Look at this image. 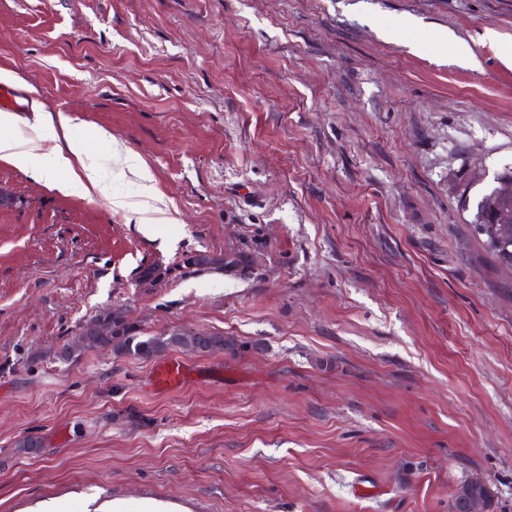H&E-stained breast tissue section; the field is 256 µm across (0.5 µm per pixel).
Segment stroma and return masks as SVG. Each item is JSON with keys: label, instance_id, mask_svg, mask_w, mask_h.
Wrapping results in <instances>:
<instances>
[{"label": "stroma", "instance_id": "1", "mask_svg": "<svg viewBox=\"0 0 512 512\" xmlns=\"http://www.w3.org/2000/svg\"><path fill=\"white\" fill-rule=\"evenodd\" d=\"M489 28L512 0H0L9 135L65 113L159 193L145 224L0 159V512H448L473 477L512 512V272L464 208L512 166ZM106 309L239 348L168 392L58 360ZM29 102L24 91L7 85L0 86V128L8 129L18 120L15 112H25Z\"/></svg>", "mask_w": 512, "mask_h": 512}]
</instances>
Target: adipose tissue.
I'll list each match as a JSON object with an SVG mask.
<instances>
[{"instance_id":"obj_1","label":"adipose tissue","mask_w":512,"mask_h":512,"mask_svg":"<svg viewBox=\"0 0 512 512\" xmlns=\"http://www.w3.org/2000/svg\"><path fill=\"white\" fill-rule=\"evenodd\" d=\"M17 120L15 113H0V159L41 176L54 178V186L59 191H70L78 184L86 192L110 197L113 207L125 208V201L111 198L110 188L100 178L93 156L82 145L68 139L67 133L72 123L69 116L61 112L40 115L43 137L52 143L51 148L40 156L33 154L25 142L7 136V128Z\"/></svg>"}]
</instances>
